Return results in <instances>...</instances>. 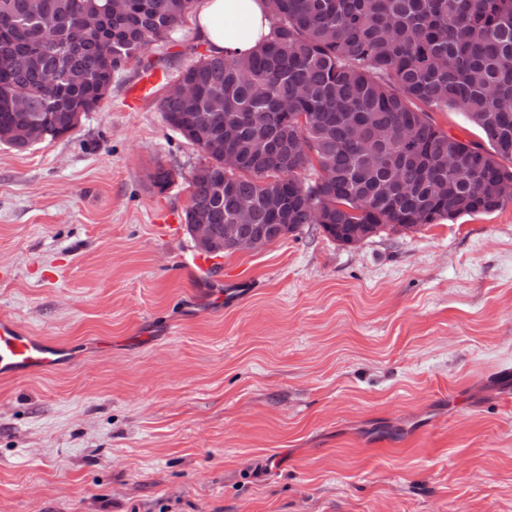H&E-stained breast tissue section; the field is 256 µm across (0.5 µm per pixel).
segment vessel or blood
I'll list each match as a JSON object with an SVG mask.
<instances>
[{
    "mask_svg": "<svg viewBox=\"0 0 512 512\" xmlns=\"http://www.w3.org/2000/svg\"><path fill=\"white\" fill-rule=\"evenodd\" d=\"M167 80L168 74L161 68L140 71L137 80L127 90L128 103L134 105L153 96ZM183 264L197 275L203 289L219 294L227 305L237 304L250 291V280L221 277V257L193 252L184 258ZM59 358L58 347L25 334L10 319H0V375L34 374L56 367Z\"/></svg>",
    "mask_w": 512,
    "mask_h": 512,
    "instance_id": "vessel-or-blood-1",
    "label": "vessel or blood"
}]
</instances>
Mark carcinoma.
<instances>
[{
	"label": "carcinoma",
	"instance_id": "obj_1",
	"mask_svg": "<svg viewBox=\"0 0 512 512\" xmlns=\"http://www.w3.org/2000/svg\"><path fill=\"white\" fill-rule=\"evenodd\" d=\"M270 32L246 57L208 55L159 109L207 175L185 221L238 223L267 243L319 224H436L512 203V0H266ZM190 0H0V129L24 150L38 120L55 140L95 111L112 77L170 42ZM456 110L486 143L443 130ZM239 160L224 170V153Z\"/></svg>",
	"mask_w": 512,
	"mask_h": 512
}]
</instances>
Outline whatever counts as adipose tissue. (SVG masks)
I'll use <instances>...</instances> for the list:
<instances>
[{
  "label": "adipose tissue",
  "instance_id": "ef3b65f1",
  "mask_svg": "<svg viewBox=\"0 0 512 512\" xmlns=\"http://www.w3.org/2000/svg\"><path fill=\"white\" fill-rule=\"evenodd\" d=\"M269 32L264 0H202L197 33L213 54L244 56Z\"/></svg>",
  "mask_w": 512,
  "mask_h": 512
}]
</instances>
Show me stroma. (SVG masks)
I'll list each match as a JSON object with an SVG mask.
<instances>
[{
	"label": "stroma",
	"instance_id": "1",
	"mask_svg": "<svg viewBox=\"0 0 512 512\" xmlns=\"http://www.w3.org/2000/svg\"><path fill=\"white\" fill-rule=\"evenodd\" d=\"M189 10L152 44L208 55ZM129 63L69 136L0 144V317L66 349L0 377V512H512V204L344 245L179 258L199 153ZM173 180L158 190L157 166Z\"/></svg>",
	"mask_w": 512,
	"mask_h": 512
}]
</instances>
